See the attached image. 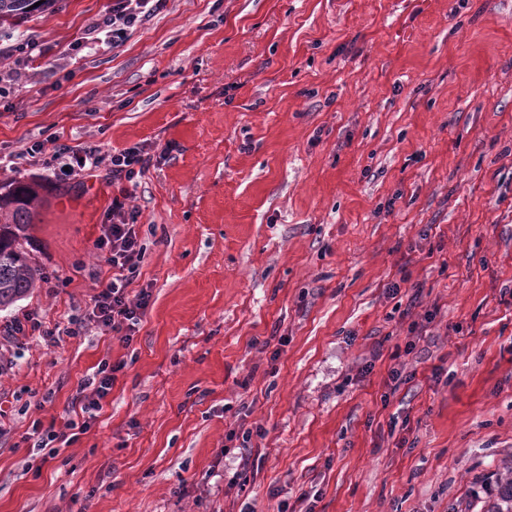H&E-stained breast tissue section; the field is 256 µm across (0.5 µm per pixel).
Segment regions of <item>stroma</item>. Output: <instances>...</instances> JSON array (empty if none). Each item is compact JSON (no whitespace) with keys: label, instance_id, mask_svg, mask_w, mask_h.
<instances>
[{"label":"stroma","instance_id":"35a3bbf8","mask_svg":"<svg viewBox=\"0 0 512 512\" xmlns=\"http://www.w3.org/2000/svg\"><path fill=\"white\" fill-rule=\"evenodd\" d=\"M111 9L0 26L40 44L0 85V184H42L44 272L0 326L78 314L112 276L106 169L17 154L159 158L128 200V291L152 290L131 345H0V512H487L512 465V0H167L88 42ZM118 360L87 432L30 456L31 422ZM241 425L265 434L230 487ZM53 144H55V147L52 157L54 160L59 158L68 159V162L63 165L68 167V171H63L69 176L96 169L102 163L103 158L100 155V149L96 145L71 147L66 144H57V141H53Z\"/></svg>","mask_w":512,"mask_h":512}]
</instances>
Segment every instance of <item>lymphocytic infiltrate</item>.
<instances>
[{"mask_svg":"<svg viewBox=\"0 0 512 512\" xmlns=\"http://www.w3.org/2000/svg\"><path fill=\"white\" fill-rule=\"evenodd\" d=\"M165 0H112V14L104 23L112 29L113 44L122 43L128 32L149 21L159 12ZM113 183L133 182L152 165L153 159L140 145H133L112 154L110 159ZM110 222L94 248L103 256L112 272L111 279L85 305L82 316H70L58 321H44L38 314L29 313L6 325L0 337L15 342L21 336H35L46 347L59 345L64 338L88 335L98 331L117 336L124 344H131L139 330L141 319L150 305V288L140 289L136 295H128L127 287L138 275L146 254V246L139 237L137 223L139 213L129 208L124 199L113 197L108 212ZM124 362H101L87 375L72 399L73 407L79 408L80 419H67L62 428L44 426L41 420H33L23 440L36 452L50 449L55 441L72 443L86 432L91 421L102 408L103 400L111 393L116 374L124 369Z\"/></svg>","mask_w":512,"mask_h":512,"instance_id":"lymphocytic-infiltrate-1","label":"lymphocytic infiltrate"}]
</instances>
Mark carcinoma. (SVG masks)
<instances>
[{
	"label": "carcinoma",
	"mask_w": 512,
	"mask_h": 512,
	"mask_svg": "<svg viewBox=\"0 0 512 512\" xmlns=\"http://www.w3.org/2000/svg\"><path fill=\"white\" fill-rule=\"evenodd\" d=\"M57 0H0V24H17ZM37 191L29 183L15 181L0 193V308H7L26 297L41 268L23 246L25 232L34 223ZM487 512H512V467L500 479L499 497Z\"/></svg>",
	"instance_id": "carcinoma-1"
}]
</instances>
